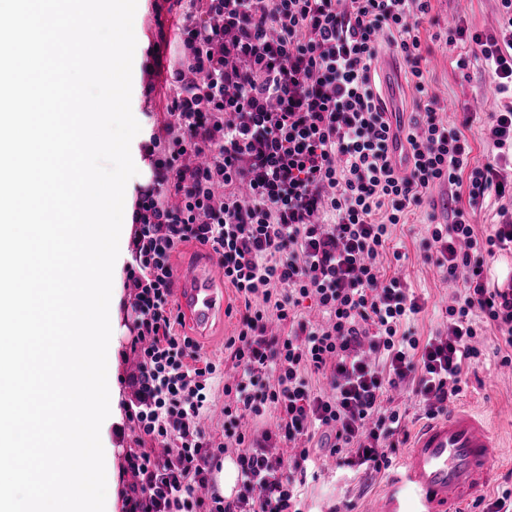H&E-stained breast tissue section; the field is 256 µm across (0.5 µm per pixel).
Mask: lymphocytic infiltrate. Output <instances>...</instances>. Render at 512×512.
Masks as SVG:
<instances>
[{
  "label": "lymphocytic infiltrate",
  "mask_w": 512,
  "mask_h": 512,
  "mask_svg": "<svg viewBox=\"0 0 512 512\" xmlns=\"http://www.w3.org/2000/svg\"><path fill=\"white\" fill-rule=\"evenodd\" d=\"M482 34L459 25L447 42L469 44L500 98L488 138L494 161L475 165L462 133L448 127L427 89L420 26L430 0H185L171 78L169 149L150 160L135 189L125 286L130 349L139 362L125 413L139 432L125 454L133 477L125 512H300L296 487L311 448L338 467L380 472L408 434L383 407L406 386L428 417L461 391L474 340L490 331L512 364V280L489 286L485 265L512 253V0ZM387 32L418 95L404 132L375 91L377 36ZM404 137L407 164L392 160ZM467 187L422 242L462 294L445 330L426 339L406 323L422 306L379 257L391 226L405 223L434 186ZM498 200L499 221L476 234L470 207ZM383 220H376V212ZM195 241L218 257L244 302L239 331L224 343L233 375L224 384V437L238 448L241 490L227 501L198 495L216 458L201 426L215 363L175 333L173 253ZM313 301L328 327L302 318ZM288 323L270 333V318ZM329 379L315 391L312 375ZM277 413L275 431L247 440L243 422ZM296 445L273 453V442ZM175 453L156 455L154 443Z\"/></svg>",
  "instance_id": "f902f5d3"
}]
</instances>
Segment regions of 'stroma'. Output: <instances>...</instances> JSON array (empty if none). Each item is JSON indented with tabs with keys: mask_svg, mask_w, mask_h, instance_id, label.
Wrapping results in <instances>:
<instances>
[{
	"mask_svg": "<svg viewBox=\"0 0 512 512\" xmlns=\"http://www.w3.org/2000/svg\"><path fill=\"white\" fill-rule=\"evenodd\" d=\"M181 13L179 0L137 2L131 108L150 125L162 124L167 118L171 94L169 74L180 52L175 36ZM431 14L438 17V25L421 29V39L428 50V91L438 99L451 121L461 124V132L472 147L473 163L490 162L494 151L487 128L492 112L498 109V98L489 90L488 77L474 56L465 57V66L457 67L460 51L447 45L444 35L452 20L463 21L477 32L496 31L500 2L431 0ZM151 47L157 48L158 58L153 63L155 74L149 79L144 74V66L148 62L147 50ZM377 56L392 59L393 69L387 75L382 68H375L376 88L390 111L399 113L401 121H408L416 110L417 94L406 82L403 63L398 59L389 37H382ZM466 112L475 113L477 119L465 126L461 120ZM447 214L446 188H432L425 203L409 214L406 223L393 226L391 240L380 257L387 274H399L418 297L422 310L411 320L409 329L413 336L422 340L442 329L448 305L460 295L459 290L449 289L443 274L432 262L425 260L420 248V241L428 229L445 222ZM218 291L224 296L228 312L213 321L208 335L195 336L192 326L186 321L177 324L175 331L182 336L196 337L201 355L215 362L222 373L231 369L222 350L225 340L238 333V311L243 303L232 286H219ZM476 345L482 356L458 399L486 410L502 438L504 455L492 488L493 493L498 494L502 491L505 477L512 476V374L504 372L500 364L501 355L493 334L478 337ZM313 473V478L307 479L300 489L302 512H368L371 498L380 492L385 481L381 473L367 479L348 469L326 467L325 458L321 455L315 458Z\"/></svg>",
	"mask_w": 512,
	"mask_h": 512,
	"instance_id": "stroma-1",
	"label": "stroma"
}]
</instances>
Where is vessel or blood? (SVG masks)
Listing matches in <instances>:
<instances>
[{
  "instance_id": "vessel-or-blood-1",
  "label": "vessel or blood",
  "mask_w": 512,
  "mask_h": 512,
  "mask_svg": "<svg viewBox=\"0 0 512 512\" xmlns=\"http://www.w3.org/2000/svg\"><path fill=\"white\" fill-rule=\"evenodd\" d=\"M213 271L182 277L177 305L198 331H207L222 307ZM498 440L485 414L449 403L424 422L405 459L393 467L370 512H467L496 476Z\"/></svg>"
}]
</instances>
